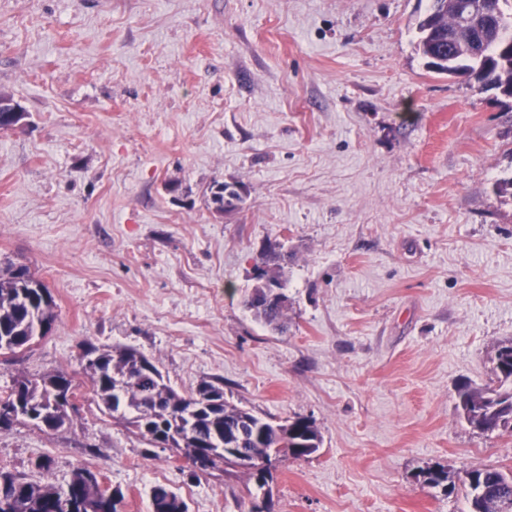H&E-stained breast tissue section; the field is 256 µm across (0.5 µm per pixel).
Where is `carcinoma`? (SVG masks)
Returning <instances> with one entry per match:
<instances>
[{"mask_svg": "<svg viewBox=\"0 0 512 512\" xmlns=\"http://www.w3.org/2000/svg\"><path fill=\"white\" fill-rule=\"evenodd\" d=\"M427 12L416 20L418 53L426 67L439 75H466L486 89L512 98V0H429ZM23 119V110L0 95V128H12ZM293 255L282 249L268 256L267 274L282 289V299L261 309L251 296L244 304L267 326L283 327L287 319L286 269ZM56 319L48 286L26 266L0 268V352L30 347L51 330ZM77 373L85 377L99 409L124 423L152 448L171 441L188 459L198 450H209L204 470H241L262 489L256 474L276 454L279 460L302 459L322 443L313 421L306 417L268 419L235 405L224 394V382L200 381L189 392L173 388L159 367L129 347L83 346ZM494 379L481 388L463 384L457 389V409L480 434L495 429L512 431V341L498 344L490 358ZM75 379L63 371L37 377L18 376L0 394V402L14 405L15 398L38 399L45 413L35 417L0 418V429L26 422L46 435L70 423L73 409L66 400ZM94 471L78 467L66 485L29 480L19 473L0 470V512H86L78 484ZM423 482L447 496L465 494L468 512H495L499 505L512 512V476L494 466L452 474L442 467L420 472ZM152 512H188L186 501L170 487L150 489Z\"/></svg>", "mask_w": 512, "mask_h": 512, "instance_id": "1", "label": "carcinoma"}]
</instances>
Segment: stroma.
Masks as SVG:
<instances>
[{
	"label": "stroma",
	"instance_id": "1",
	"mask_svg": "<svg viewBox=\"0 0 512 512\" xmlns=\"http://www.w3.org/2000/svg\"><path fill=\"white\" fill-rule=\"evenodd\" d=\"M428 0H0V263L49 287L56 320L19 375L132 347L179 391L220 379L261 417L311 419L318 451L190 479L80 380L69 426L0 431V467L66 484L101 471L123 512L165 484L189 512H464L431 466L512 469V432L473 431L456 390L512 340V98L430 72ZM243 185L231 214L213 182ZM293 254L288 329L242 303L252 256ZM52 460L37 469L38 458ZM23 112L10 96L0 95V129L15 127L23 119Z\"/></svg>",
	"mask_w": 512,
	"mask_h": 512
}]
</instances>
